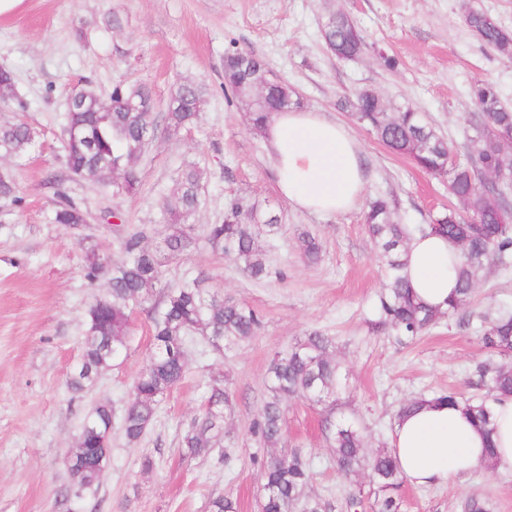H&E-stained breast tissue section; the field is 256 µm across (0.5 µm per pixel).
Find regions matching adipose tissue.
I'll return each instance as SVG.
<instances>
[{
	"label": "adipose tissue",
	"mask_w": 512,
	"mask_h": 512,
	"mask_svg": "<svg viewBox=\"0 0 512 512\" xmlns=\"http://www.w3.org/2000/svg\"><path fill=\"white\" fill-rule=\"evenodd\" d=\"M265 148L282 197L294 209L336 215L362 196L365 174L357 141L348 128L321 112L274 113ZM457 250L440 236L414 234L404 273L417 300L447 308L457 290ZM493 433H485L462 407L437 402L405 413L396 422L391 451L408 482L445 483L470 474L494 452L500 469H512V400L492 407Z\"/></svg>",
	"instance_id": "ef3b65f1"
}]
</instances>
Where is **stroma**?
<instances>
[{
  "instance_id": "obj_1",
  "label": "stroma",
  "mask_w": 512,
  "mask_h": 512,
  "mask_svg": "<svg viewBox=\"0 0 512 512\" xmlns=\"http://www.w3.org/2000/svg\"><path fill=\"white\" fill-rule=\"evenodd\" d=\"M463 0H26L0 19V66L15 76L27 103L26 120L40 138L23 165L0 158V171L18 184V204L0 201V512H65L61 494L72 489L65 459L85 418L100 404L112 408L109 462L82 512H211L228 497L237 512H259L265 451L251 432L267 396L275 353L319 330L336 342L342 366L341 418L362 428L368 450L389 446L399 405L422 394L463 389L471 364L486 358L477 324L444 320L400 345L374 332L384 265L362 222V206L333 217L292 209L281 198L264 140L247 114L224 99V50L229 42L261 56L297 89L306 110L324 112L357 140L368 181L366 197L390 193L404 223L423 224L449 202L443 181L392 152L366 127L337 108L339 97L369 88L393 108L423 113L463 153L476 81L494 83L512 105V59L486 48L465 24ZM330 12L356 21L368 43L352 60L326 47L321 22ZM120 28H112V18ZM398 65L387 69L383 56ZM202 85L201 122L178 135L159 134L149 146L135 194L114 195L89 179H68L65 191L89 212L72 228L50 221L46 179L63 168L66 92L88 83L108 99L115 83H143L162 115L183 80ZM196 163L205 174L195 217V245L169 261L147 301L132 307L127 348L111 368L80 393L67 377L81 354L85 317L106 281L90 284L83 254L95 247L109 264L123 260L122 242L144 231L161 245L163 204L177 170ZM244 194L281 214L283 229L266 240L270 275L255 281L212 252L207 225L221 223L224 201ZM308 231L322 246L318 261L303 259L298 236ZM257 309L260 330L234 350H214L191 337L186 374L160 401L144 437L128 443L122 416L131 385L151 349L154 309L168 289L187 279ZM512 310V270H489L468 312ZM221 383L233 395L219 439L198 453L180 445ZM287 447L301 450L313 473L310 490L337 504L346 496L323 431L322 406L288 400ZM151 467H144V459ZM485 497L492 512H512V471L479 465L466 479L438 486L405 484L404 512H457L465 496Z\"/></svg>"
}]
</instances>
